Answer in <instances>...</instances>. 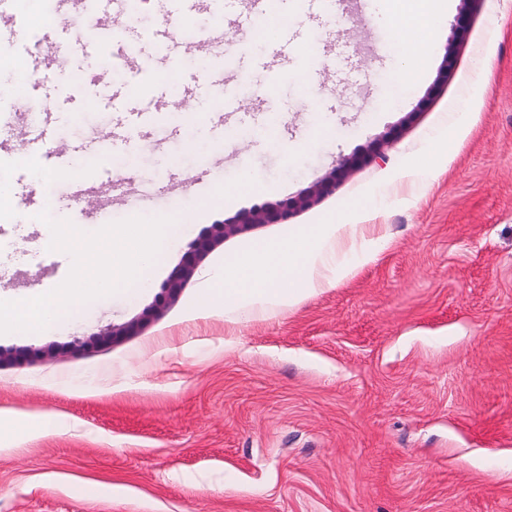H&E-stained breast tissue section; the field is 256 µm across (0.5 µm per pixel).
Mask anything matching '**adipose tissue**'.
<instances>
[{"label": "adipose tissue", "instance_id": "1", "mask_svg": "<svg viewBox=\"0 0 512 512\" xmlns=\"http://www.w3.org/2000/svg\"><path fill=\"white\" fill-rule=\"evenodd\" d=\"M391 25L402 48L397 77L414 83L432 45L413 33L401 13H393ZM389 242L384 224H314L288 232L263 250L239 251L223 276L204 288L201 305L228 314L293 308L375 261Z\"/></svg>", "mask_w": 512, "mask_h": 512}]
</instances>
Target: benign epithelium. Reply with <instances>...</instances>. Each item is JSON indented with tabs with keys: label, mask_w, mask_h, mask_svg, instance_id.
Here are the masks:
<instances>
[{
	"label": "benign epithelium",
	"mask_w": 512,
	"mask_h": 512,
	"mask_svg": "<svg viewBox=\"0 0 512 512\" xmlns=\"http://www.w3.org/2000/svg\"><path fill=\"white\" fill-rule=\"evenodd\" d=\"M384 158L382 143H372L368 150L362 155H353L342 160V162L326 176L316 188L309 194L299 198L293 203L266 204L262 207L242 211L231 220L229 224H214L205 230L189 246L182 257L181 263L171 273L164 290L170 297L176 296L184 288L188 278L191 276L197 262L206 255L214 243L224 238L230 232L242 231L254 224H280L288 220L292 206H304L309 203L314 195H320L336 185V181L343 179L355 167L376 159ZM139 322L133 321L123 326L108 328L96 335V343L101 345L110 344L121 336H126L135 331Z\"/></svg>",
	"instance_id": "7a95c632"
}]
</instances>
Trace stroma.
Segmentation results:
<instances>
[{
    "label": "stroma",
    "instance_id": "obj_1",
    "mask_svg": "<svg viewBox=\"0 0 512 512\" xmlns=\"http://www.w3.org/2000/svg\"><path fill=\"white\" fill-rule=\"evenodd\" d=\"M388 0H346L317 15L288 0L300 43L341 57L317 83L296 54L266 67L271 42L249 43L240 113L220 114L203 79L217 60L166 57L199 78L188 123L171 109L183 85L116 67L117 86L157 112L153 137L132 136L100 155L88 143L114 119L91 72L112 62L111 42L54 77L56 132L71 147L70 176L103 181L134 171L150 186L172 172L202 174L148 216L181 232L129 289L85 309L55 334L0 338V353L36 358L0 365V512H512V0H475L439 30L417 85L389 82L400 65L384 15ZM451 74L439 81L443 59ZM274 120L287 137L264 136ZM454 134L442 148L441 134ZM384 160L354 170L287 224L225 236L199 260L177 298L162 285L204 230L267 202L295 199L370 142ZM264 190L243 187V171ZM68 189L37 163L0 154V299L58 283L70 256L18 202L21 188ZM380 208H369L374 195ZM385 224L378 259L279 312L224 316L197 310L209 276L242 246L262 248L286 229ZM152 314L135 334L88 351L75 345ZM49 413L64 427L33 435L21 419Z\"/></svg>",
    "mask_w": 512,
    "mask_h": 512
}]
</instances>
